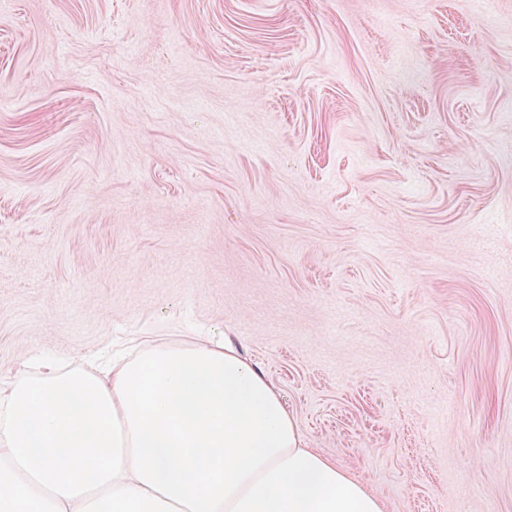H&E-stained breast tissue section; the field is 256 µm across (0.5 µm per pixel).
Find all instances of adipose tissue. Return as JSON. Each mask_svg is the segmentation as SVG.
Here are the masks:
<instances>
[{"instance_id": "ef3b65f1", "label": "adipose tissue", "mask_w": 512, "mask_h": 512, "mask_svg": "<svg viewBox=\"0 0 512 512\" xmlns=\"http://www.w3.org/2000/svg\"><path fill=\"white\" fill-rule=\"evenodd\" d=\"M0 512H387L305 447L232 340L195 336L0 385Z\"/></svg>"}]
</instances>
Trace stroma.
<instances>
[{
	"instance_id": "obj_1",
	"label": "stroma",
	"mask_w": 512,
	"mask_h": 512,
	"mask_svg": "<svg viewBox=\"0 0 512 512\" xmlns=\"http://www.w3.org/2000/svg\"><path fill=\"white\" fill-rule=\"evenodd\" d=\"M188 336L388 512H512V0H0V380Z\"/></svg>"
}]
</instances>
